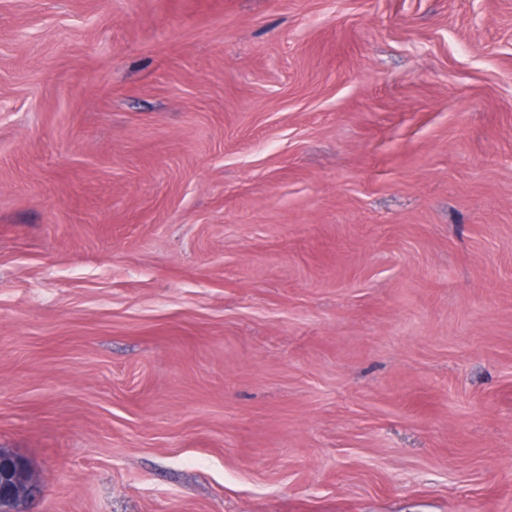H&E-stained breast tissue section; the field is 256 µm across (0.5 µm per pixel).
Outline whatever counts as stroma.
<instances>
[{
    "mask_svg": "<svg viewBox=\"0 0 512 512\" xmlns=\"http://www.w3.org/2000/svg\"><path fill=\"white\" fill-rule=\"evenodd\" d=\"M22 512H512V0H0Z\"/></svg>",
    "mask_w": 512,
    "mask_h": 512,
    "instance_id": "35a3bbf8",
    "label": "stroma"
}]
</instances>
